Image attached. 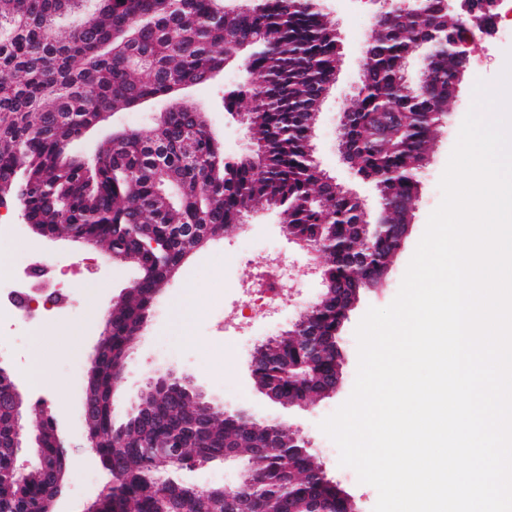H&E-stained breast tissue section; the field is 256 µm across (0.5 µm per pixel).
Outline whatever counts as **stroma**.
Listing matches in <instances>:
<instances>
[{
  "mask_svg": "<svg viewBox=\"0 0 512 512\" xmlns=\"http://www.w3.org/2000/svg\"><path fill=\"white\" fill-rule=\"evenodd\" d=\"M321 10L339 32L343 49L336 81L325 98L314 129L313 157L320 168L336 182L364 200L368 214L377 213L380 199L375 186L359 178L338 149V127L343 112L355 102L361 82V53L371 38L376 21L388 9L385 0H320ZM512 40L492 35L478 39L472 48L470 65L459 84L456 102L447 124L434 138L429 165L421 174L418 199L413 211V226L402 250L395 257L386 288L361 290L357 306L350 312L341 333L344 360L342 380L333 395L310 401L308 406H285L261 394L250 375L253 352L280 336L299 319L304 308L321 291L315 278H304L302 285H289L288 298L277 314L254 319L247 335H239L233 324L224 320L226 308L241 298V286L253 270L248 256L240 249L242 238L256 243L278 242L292 250L274 210L254 214L246 226L230 230L223 238L209 241L181 265L167 288L151 308L147 328L128 351L125 381L114 395L115 422H122L131 408V398L155 371L174 370L189 377L205 396L229 410L244 409L297 433L308 444L328 479L343 489L354 512H373L378 494L374 487L359 483L356 472L339 464L335 443L320 424L351 395L358 368L355 331L369 308L388 306L396 297L409 262L425 231L430 214L439 206L441 176L456 144L461 124L473 104V84L484 80L496 84L506 65ZM239 65L232 64L219 76L189 87L185 96L206 115L213 135L226 157L248 152L251 137L245 125L224 110V93L242 78ZM167 100L155 99L146 106L120 111L90 128L76 141L71 151L85 163H92L99 145L113 133L135 130L149 134L156 113L165 111ZM0 246L20 262L38 260L48 268H71L76 288V305L58 309L43 319L41 328L48 334L42 342L43 369L39 381L23 380L27 394L45 396L51 412L74 447L69 451L67 476L57 501L58 512H85L103 486L109 473L97 458L82 448L80 402L86 371L101 331L100 314L111 306L139 276L135 265L110 260L104 250L82 247L65 239L47 241L26 231L14 202L0 205ZM192 294L196 306L188 324L177 319V306L184 294Z\"/></svg>",
  "mask_w": 512,
  "mask_h": 512,
  "instance_id": "35a3bbf8",
  "label": "stroma"
}]
</instances>
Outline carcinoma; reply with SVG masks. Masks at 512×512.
<instances>
[{
	"label": "carcinoma",
	"mask_w": 512,
	"mask_h": 512,
	"mask_svg": "<svg viewBox=\"0 0 512 512\" xmlns=\"http://www.w3.org/2000/svg\"><path fill=\"white\" fill-rule=\"evenodd\" d=\"M84 3L0 0V184H22L29 223L109 246L142 272L112 311L107 347L89 377L98 403L90 435L112 473L99 512H206L224 487L189 496L186 474L227 456L247 457L257 483L251 503L227 502L224 512H351L336 483L312 479L316 461L303 439L244 411L226 417L218 406L202 408L186 384L149 399L125 447L112 446V388L156 296L197 239L224 233L259 204L280 211L288 236L329 242L324 270L335 292L306 315L315 346H302L291 330L266 343L254 381L285 400L324 390L336 374L349 296L404 244L396 225L415 205L431 141L448 120V35L464 33L441 13V0L375 26L368 87L356 94L339 144L392 210L390 226L378 230L357 196L319 179L311 155L312 111L334 77L340 41L317 0H97L79 25L58 24ZM429 38L436 46L428 78L404 92L407 55ZM229 48L248 56L224 110L248 101L259 161L224 159L202 117L178 103L150 134L129 130L102 143L91 171L68 155L100 113L209 81L231 59ZM376 112L394 113L381 133ZM160 444L181 450L178 459L147 452ZM51 494L48 481L33 477L0 490V512H38Z\"/></svg>",
	"instance_id": "1"
}]
</instances>
